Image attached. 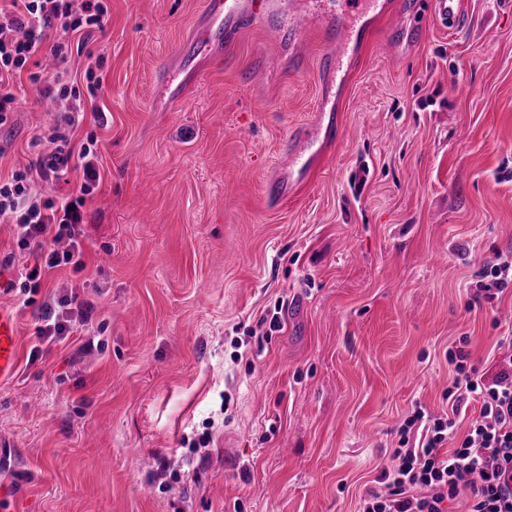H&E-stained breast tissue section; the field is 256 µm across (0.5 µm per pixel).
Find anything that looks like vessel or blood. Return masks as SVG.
<instances>
[{
    "label": "vessel or blood",
    "instance_id": "obj_1",
    "mask_svg": "<svg viewBox=\"0 0 512 512\" xmlns=\"http://www.w3.org/2000/svg\"><path fill=\"white\" fill-rule=\"evenodd\" d=\"M430 13L440 26L454 32L467 19L466 0H429ZM387 0H202V11L213 36L235 43L249 27L264 26L285 40H296L305 22L320 25L333 49L320 62L321 71L345 84L353 70L354 49L360 41L361 20L370 13L384 15ZM17 363L15 320L0 308V378L12 374Z\"/></svg>",
    "mask_w": 512,
    "mask_h": 512
}]
</instances>
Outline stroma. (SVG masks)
I'll use <instances>...</instances> for the list:
<instances>
[{"label":"stroma","instance_id":"stroma-1","mask_svg":"<svg viewBox=\"0 0 512 512\" xmlns=\"http://www.w3.org/2000/svg\"><path fill=\"white\" fill-rule=\"evenodd\" d=\"M200 2L105 0L108 28L71 57L81 77L103 56L112 123L82 127L103 177L85 269L0 291L18 343L0 379L13 512H356L415 406L447 411L448 348L468 337L480 366L512 336V287L473 304L484 264L512 254V0H469L453 37L427 0H389L336 140L280 202L263 184L320 121L331 46L311 22L291 48L262 28L209 42ZM17 97L4 176L50 118L33 84ZM53 290L98 302L93 331L41 345ZM209 419L208 457L185 464L182 437ZM164 461L186 487L160 489Z\"/></svg>","mask_w":512,"mask_h":512}]
</instances>
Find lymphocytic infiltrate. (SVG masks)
Returning a JSON list of instances; mask_svg holds the SVG:
<instances>
[{
	"instance_id": "lymphocytic-infiltrate-1",
	"label": "lymphocytic infiltrate",
	"mask_w": 512,
	"mask_h": 512,
	"mask_svg": "<svg viewBox=\"0 0 512 512\" xmlns=\"http://www.w3.org/2000/svg\"><path fill=\"white\" fill-rule=\"evenodd\" d=\"M108 9L103 0H9L0 7V125L17 109L14 84L28 76L42 83V96L57 106L54 122L34 141L40 150L27 167L0 180V223L16 228V244L28 251L21 292L40 287L44 275L62 266L86 265L81 239L84 208L100 186L98 138L74 140L85 119L97 127L108 124L100 110H88L102 89L94 70H86L85 91L65 83L74 37L105 31ZM56 61L52 81H43L36 66L42 51ZM82 179L58 197L36 192V181L61 182L70 173ZM94 302L72 294L52 296L43 308L42 342L66 340L75 327L88 325L97 314ZM499 357L488 370L470 365L464 347L449 349L455 376L445 392L448 415L415 408L399 433L392 466L382 468L376 483L360 499L358 512H450L462 489L471 496L467 512H512V340L497 343ZM481 399L477 417L467 415L471 396Z\"/></svg>"
}]
</instances>
